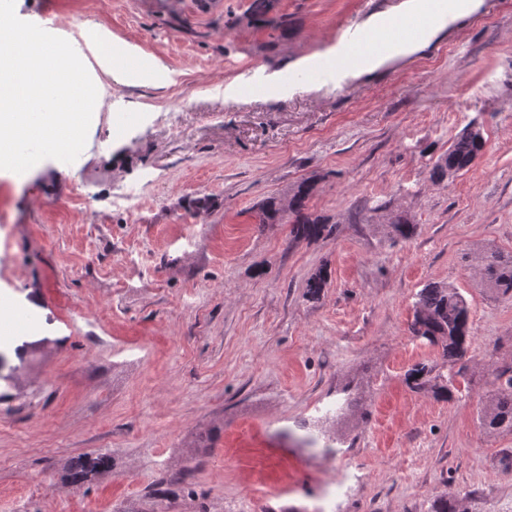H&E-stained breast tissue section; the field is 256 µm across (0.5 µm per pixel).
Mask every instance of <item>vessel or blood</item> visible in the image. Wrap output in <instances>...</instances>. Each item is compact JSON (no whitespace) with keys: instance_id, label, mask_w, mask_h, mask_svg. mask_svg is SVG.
<instances>
[{"instance_id":"1","label":"vessel or blood","mask_w":512,"mask_h":512,"mask_svg":"<svg viewBox=\"0 0 512 512\" xmlns=\"http://www.w3.org/2000/svg\"><path fill=\"white\" fill-rule=\"evenodd\" d=\"M437 0H416L413 11L388 16L378 27L367 30L357 25L347 26L336 40V50L315 57L301 71L299 78L314 83L332 75L344 81L360 67L366 55L381 50L386 44L424 40L435 23Z\"/></svg>"}]
</instances>
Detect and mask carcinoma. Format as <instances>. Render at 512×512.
I'll return each mask as SVG.
<instances>
[{"instance_id":"cac0c4a2","label":"carcinoma","mask_w":512,"mask_h":512,"mask_svg":"<svg viewBox=\"0 0 512 512\" xmlns=\"http://www.w3.org/2000/svg\"><path fill=\"white\" fill-rule=\"evenodd\" d=\"M485 147L481 128L469 123L456 138L448 152L440 156L430 171V178L443 182L454 174L470 167ZM314 189L309 181L301 182L288 198V207H283L271 198L259 207V223L277 224L285 213L295 216L296 234L318 237L325 230V224L304 213L306 203ZM394 232L403 239L411 238L416 225L403 216L392 219ZM470 267L481 272L490 287L503 297H512V251L479 250L474 254ZM414 314L410 326L412 336L422 342L442 349L444 363H453L463 356L470 345V308L465 297L451 286L428 283L415 295ZM462 370L444 374L433 367L418 365L408 371L406 381L415 391L431 390L437 396L450 400L455 390V378ZM496 393L479 413L480 427L486 431L506 428L512 431V368L497 369L494 372ZM104 454L83 456L73 464L72 481H83L89 474L108 465Z\"/></svg>"}]
</instances>
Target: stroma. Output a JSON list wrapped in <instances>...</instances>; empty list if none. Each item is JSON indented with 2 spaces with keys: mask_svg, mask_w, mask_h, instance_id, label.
Segmentation results:
<instances>
[{
  "mask_svg": "<svg viewBox=\"0 0 512 512\" xmlns=\"http://www.w3.org/2000/svg\"><path fill=\"white\" fill-rule=\"evenodd\" d=\"M399 2L275 0L258 18L252 0H15L76 51L102 27L168 78L100 75L74 162L0 170V512H430L448 494L512 512V432L478 420L512 367V298L466 261L512 251V0L345 84L291 82L294 60ZM249 71L286 88L225 97ZM472 122L483 154L433 183ZM306 179L322 236L259 223ZM398 213L413 238L392 236ZM429 282L470 304L450 401L406 383L443 363L409 330ZM336 449L358 466L337 504L317 466ZM99 453L108 467L71 483ZM258 481L277 495L252 501ZM108 462L109 459L104 454L79 457L73 464L72 481L75 483L83 481L92 472L105 468Z\"/></svg>",
  "mask_w": 512,
  "mask_h": 512,
  "instance_id": "stroma-1",
  "label": "stroma"
}]
</instances>
